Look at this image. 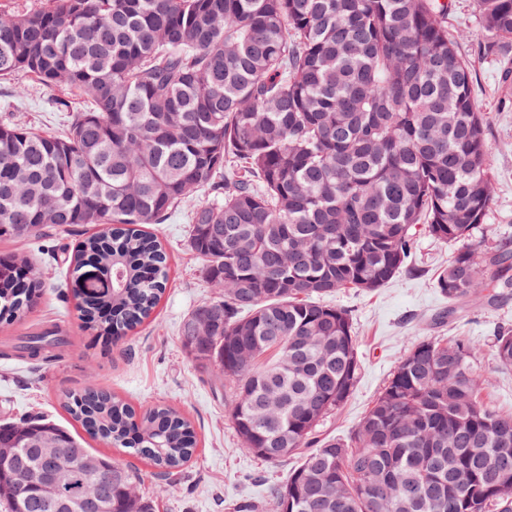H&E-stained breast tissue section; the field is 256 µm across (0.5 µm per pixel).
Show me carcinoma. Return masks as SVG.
I'll return each mask as SVG.
<instances>
[{"label":"carcinoma","instance_id":"cac0c4a2","mask_svg":"<svg viewBox=\"0 0 512 512\" xmlns=\"http://www.w3.org/2000/svg\"><path fill=\"white\" fill-rule=\"evenodd\" d=\"M484 44H512V0H474ZM25 74L88 103L60 134L0 124V239L91 225L70 255L100 277L73 289L86 331L118 343L149 319L168 282L150 227L194 202L191 249L218 296L184 321L181 343L233 384V425L265 462L307 449L271 489L275 512H512V416L479 397L475 345L422 338L353 433L320 439L352 394L360 360L350 312L325 302L372 291L407 267L416 227L448 243L491 205L487 118L472 64L448 33V0H43L0 11V81ZM204 193L207 198L195 201ZM512 253L458 252L436 278L453 305L511 289ZM46 282L0 276V322L25 316ZM66 344L27 337L21 356ZM512 367V330L493 339ZM85 435L175 481L192 423L139 413L90 386L63 395ZM93 458L67 491L37 488L40 448ZM0 503L61 512L82 498L150 512L135 474L51 419L0 421Z\"/></svg>","mask_w":512,"mask_h":512}]
</instances>
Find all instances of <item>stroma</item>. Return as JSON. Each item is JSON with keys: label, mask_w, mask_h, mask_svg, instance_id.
Segmentation results:
<instances>
[{"label": "stroma", "mask_w": 512, "mask_h": 512, "mask_svg": "<svg viewBox=\"0 0 512 512\" xmlns=\"http://www.w3.org/2000/svg\"><path fill=\"white\" fill-rule=\"evenodd\" d=\"M448 30L474 65V90L488 121L492 204L468 239L449 244L417 232L409 265L384 287L371 293L346 289L332 296L333 304L353 316L361 369L346 404L323 422L325 434L345 436L355 429L400 359L422 336L474 341L483 401L512 415V369L498 366L492 352L498 328H512V298L492 306L472 300L465 303L464 315H452L435 286L437 270L458 251L512 250V80L503 81L498 59L482 50L473 0H452ZM54 96L53 89L23 75L1 82L0 122L61 132L68 115L56 108ZM187 213V207H180L157 227L169 255V283L158 307L132 335L110 347L89 335L73 303L58 295L65 286L66 251L81 232L50 241L0 240L1 256L25 261L28 270L49 284L29 314L0 322V416L46 415L77 430L60 397L89 385L110 390L139 410L174 407L197 433L196 452L178 481H159L149 462L108 450L102 442H94V449L111 452L137 473L135 490L154 512H273L270 488L287 476L296 457L268 464L242 448L231 419L232 389L202 369L180 341L189 312L215 294L201 259L189 247ZM53 326L69 340L59 359L33 361L16 355V346L31 332Z\"/></svg>", "instance_id": "1"}]
</instances>
